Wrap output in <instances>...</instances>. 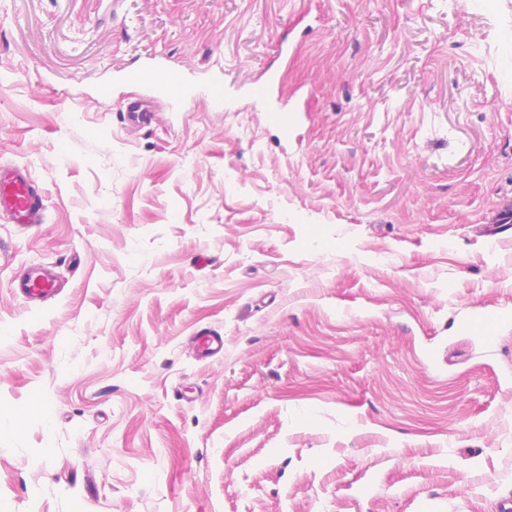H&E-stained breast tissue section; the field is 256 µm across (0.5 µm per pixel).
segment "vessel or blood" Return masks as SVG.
I'll return each instance as SVG.
<instances>
[{"label":"vessel or blood","instance_id":"vessel-or-blood-1","mask_svg":"<svg viewBox=\"0 0 512 512\" xmlns=\"http://www.w3.org/2000/svg\"><path fill=\"white\" fill-rule=\"evenodd\" d=\"M132 83L158 88L166 100L181 101L188 92L187 83L180 72L162 71L152 67H140L128 75ZM274 79H267L257 85L253 98L268 104L269 112L275 121L286 118L288 107L281 102H274ZM124 119L128 126L144 127L155 123L156 114L141 100L126 104ZM44 194L33 180L27 167L0 164V217L12 223L26 227L40 223ZM19 293L27 301H47L57 294L56 278L52 270L44 266L32 268L18 285ZM512 318V313L500 308L483 310L477 317L478 324L487 337H494L498 325ZM197 349L200 358L206 359L224 349L223 336L210 331H200L197 336Z\"/></svg>","mask_w":512,"mask_h":512}]
</instances>
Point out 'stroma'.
Returning <instances> with one entry per match:
<instances>
[{
  "label": "stroma",
  "instance_id": "obj_1",
  "mask_svg": "<svg viewBox=\"0 0 512 512\" xmlns=\"http://www.w3.org/2000/svg\"><path fill=\"white\" fill-rule=\"evenodd\" d=\"M1 163L45 220L0 218V512L512 496V0H0ZM128 79L135 84L158 88L166 100L181 101L188 92L183 75L178 71H161L152 67H140L132 70ZM124 120L129 127H144L155 123L157 113L151 111L142 100H133L125 105ZM19 294L28 302H45L57 295L56 278L52 270L44 266L32 268L18 285ZM512 315L505 309H484L477 317L478 324L483 328L487 337L493 339L498 325L511 318ZM197 349L200 359L220 353L224 350V337L210 330L197 333Z\"/></svg>",
  "mask_w": 512,
  "mask_h": 512
}]
</instances>
